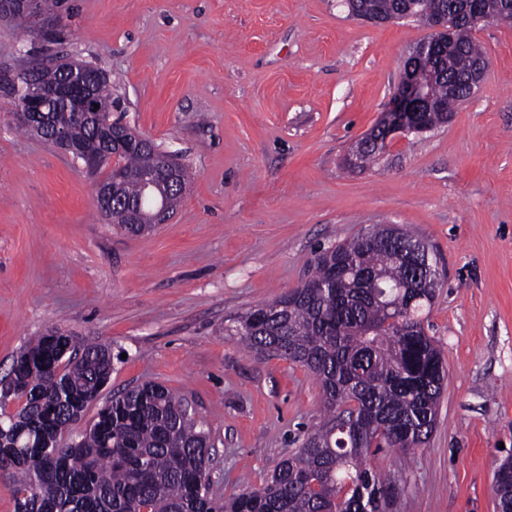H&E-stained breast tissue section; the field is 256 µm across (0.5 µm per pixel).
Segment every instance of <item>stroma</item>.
I'll list each match as a JSON object with an SVG mask.
<instances>
[{"label":"stroma","mask_w":512,"mask_h":512,"mask_svg":"<svg viewBox=\"0 0 512 512\" xmlns=\"http://www.w3.org/2000/svg\"><path fill=\"white\" fill-rule=\"evenodd\" d=\"M57 43L0 23V82L21 52L106 72L114 116L194 177L167 223L131 236L99 214L81 162L19 131L0 92V380L46 329L111 347L103 397L147 381L185 399L214 444L212 490L261 486L321 416L300 364L247 350L233 317L308 277L319 252L398 224L438 253L425 325L447 376L426 445L371 463L393 512H496L512 452V27L475 39L488 68L448 123L395 137L377 164L351 144L388 108L430 30L372 24L341 0H63ZM498 512H512V457L501 460L494 473Z\"/></svg>","instance_id":"obj_1"}]
</instances>
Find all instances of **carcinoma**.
I'll return each instance as SVG.
<instances>
[{"instance_id": "carcinoma-1", "label": "carcinoma", "mask_w": 512, "mask_h": 512, "mask_svg": "<svg viewBox=\"0 0 512 512\" xmlns=\"http://www.w3.org/2000/svg\"><path fill=\"white\" fill-rule=\"evenodd\" d=\"M62 0H40L47 24L26 27L51 42ZM348 11L384 18L405 8L425 24L448 15L450 38L417 71L426 100L410 119L431 130L468 98L467 81L484 53L475 15L512 17V0H350ZM70 137L98 149L95 121L77 117ZM117 203L149 211L146 152L125 149ZM192 171L177 168L181 199ZM433 249L412 231L376 224L318 255L310 277L271 304L234 321L260 354L298 363L320 382L324 419L283 458L266 482L226 500L211 494L209 436L181 398L159 383L112 396L82 438L57 437L86 415L112 374L111 349L81 345L65 330L42 335L14 359L0 396V484L16 512H391L394 484L370 463L382 448L407 450L433 432L446 377L442 351L424 322L440 286ZM68 350L65 364L60 354ZM498 512H512V457L494 473Z\"/></svg>"}]
</instances>
